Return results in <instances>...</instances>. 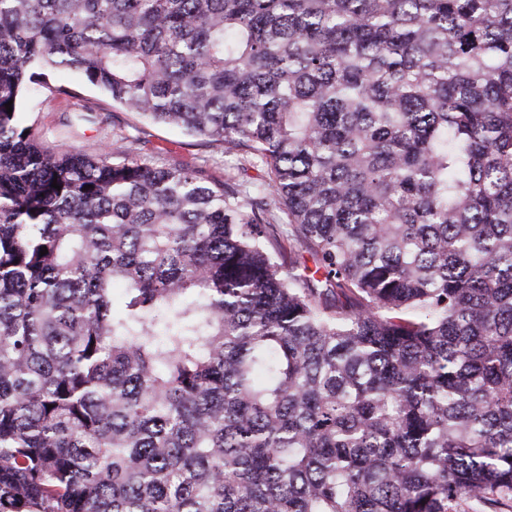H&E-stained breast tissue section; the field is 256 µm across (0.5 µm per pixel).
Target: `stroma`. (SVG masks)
I'll return each instance as SVG.
<instances>
[{"label": "stroma", "mask_w": 512, "mask_h": 512, "mask_svg": "<svg viewBox=\"0 0 512 512\" xmlns=\"http://www.w3.org/2000/svg\"><path fill=\"white\" fill-rule=\"evenodd\" d=\"M65 85L69 95H60L56 86ZM96 112L93 123L74 121L81 109ZM18 110L25 125L31 126L39 141L51 150H70L86 155L97 154L117 134L129 136L133 157L163 165L177 158L203 168L206 175L221 181L230 177L259 179L260 169L224 152L222 144L193 137L176 127L145 122L126 111L87 84L79 75L63 76L45 70L43 83L36 90L24 91Z\"/></svg>", "instance_id": "1"}]
</instances>
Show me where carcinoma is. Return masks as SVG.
<instances>
[{"label":"carcinoma","instance_id":"cac0c4a2","mask_svg":"<svg viewBox=\"0 0 512 512\" xmlns=\"http://www.w3.org/2000/svg\"><path fill=\"white\" fill-rule=\"evenodd\" d=\"M0 512H512V0H0ZM44 73V84L32 85L37 90H25L19 101L18 112L25 126H32L39 141L51 150H70L95 155L112 140L115 133L139 138L129 143L130 156L145 159L155 165L167 164L171 157L197 167L216 181L230 177L260 179L263 171L252 166L240 156L224 155V146L218 142L193 137L176 127L145 122L134 112H127L113 104L97 87L87 84L77 74L62 76L52 70ZM60 84L67 86L74 97L52 92ZM50 87V88H49ZM83 108L92 109L96 123L77 122L73 113ZM72 125L67 126L66 118ZM145 142V143H144ZM159 148L171 149L166 153Z\"/></svg>","mask_w":512,"mask_h":512}]
</instances>
